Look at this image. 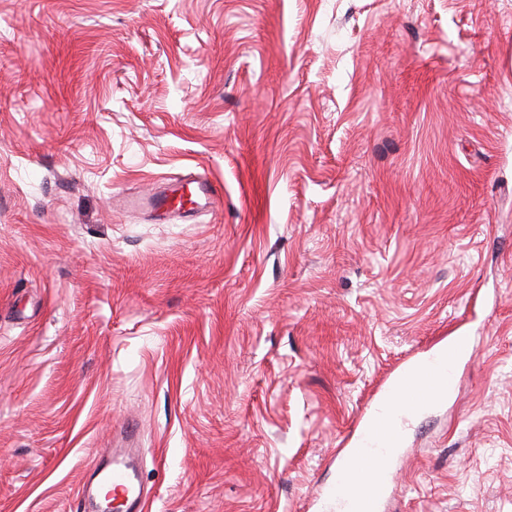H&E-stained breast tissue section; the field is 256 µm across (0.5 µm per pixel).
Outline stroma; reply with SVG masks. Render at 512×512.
<instances>
[{"label": "stroma", "instance_id": "stroma-1", "mask_svg": "<svg viewBox=\"0 0 512 512\" xmlns=\"http://www.w3.org/2000/svg\"><path fill=\"white\" fill-rule=\"evenodd\" d=\"M454 336L384 512H512V0H0V512H317ZM428 358L406 369L400 379L405 386L412 387L417 392H420L421 388H425L427 393L431 394L430 399H419L415 403L413 414L421 410L431 400L448 397V393L452 389L453 376L451 371L439 374L433 373L430 370ZM406 395L404 386H388L385 395L377 399L370 408L367 414L369 429L366 430L362 424L358 438L364 442L362 453L366 461L385 457L391 447L400 444L402 430L409 416L398 409L394 402L405 408L411 406L412 404L406 401ZM109 486L112 490L113 500L121 499L125 502L127 511L141 512L145 502L142 495V486L136 468L124 455H116L112 451V459L106 463L95 466L89 479L83 484L76 497L77 510L89 511L86 504H92L98 500V485Z\"/></svg>", "mask_w": 512, "mask_h": 512}]
</instances>
